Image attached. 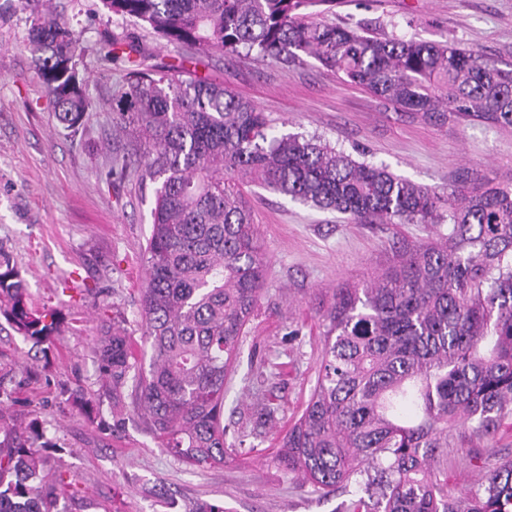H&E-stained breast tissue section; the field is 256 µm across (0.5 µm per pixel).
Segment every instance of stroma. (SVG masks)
I'll list each match as a JSON object with an SVG mask.
<instances>
[{"label": "stroma", "mask_w": 512, "mask_h": 512, "mask_svg": "<svg viewBox=\"0 0 512 512\" xmlns=\"http://www.w3.org/2000/svg\"><path fill=\"white\" fill-rule=\"evenodd\" d=\"M47 2L80 35L78 70L93 105L76 127L58 123L28 43L30 9L0 0V251L21 271L33 306L61 313L52 384L16 410L38 418L51 470L76 482L62 512H187L204 501L225 512H335L339 496L320 497L276 459L316 381L322 315L341 284L368 280L401 247L436 241L448 226L356 224L242 185L270 263L224 386V467L194 469L166 453L132 402L103 405L100 421L85 420L59 391L96 389L93 344L102 321L116 320L140 341L155 203L154 182L119 165L133 138L118 133L110 101L128 64L108 61L107 44L115 37L133 44L146 68L184 60L195 77L224 82L254 103L275 135L321 140L440 196L464 169L479 182L512 184V127L424 122L307 57L191 60L149 27L113 17L101 0ZM321 20L378 36L454 39L512 69V0H336ZM268 393L278 412L263 425L257 410ZM169 494L172 510L163 505Z\"/></svg>", "instance_id": "obj_1"}]
</instances>
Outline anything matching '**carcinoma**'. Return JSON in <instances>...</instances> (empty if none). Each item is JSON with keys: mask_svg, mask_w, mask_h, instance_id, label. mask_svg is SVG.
<instances>
[{"mask_svg": "<svg viewBox=\"0 0 512 512\" xmlns=\"http://www.w3.org/2000/svg\"><path fill=\"white\" fill-rule=\"evenodd\" d=\"M193 55L301 52L396 108L435 124L512 126V70L454 40L432 42L317 21L335 0H102ZM37 76L59 122L92 107L66 63L80 36L47 9L30 16ZM112 112L140 150L122 159L157 183L140 315L148 350L115 324L94 343L101 389L130 392L166 452L186 465H224V381L265 284L267 258L237 183L247 179L359 224H439L441 240L405 247L363 284H343L323 314L322 356L278 461L344 512H512V452L470 494L448 499V449L480 459L452 431L512 429V186L462 172L441 197L383 165L300 136L275 137L264 113L184 62L152 73L131 61ZM48 357L59 319L31 306L20 270L0 255V330ZM149 362L143 363L144 356ZM0 385V512H58L74 484L49 472L45 430L13 414ZM90 420L96 393L67 398Z\"/></svg>", "mask_w": 512, "mask_h": 512, "instance_id": "1", "label": "carcinoma"}]
</instances>
